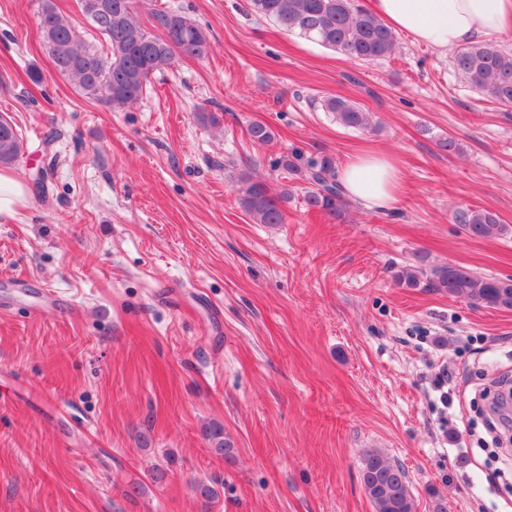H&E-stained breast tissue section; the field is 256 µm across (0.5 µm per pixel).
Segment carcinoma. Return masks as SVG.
I'll return each mask as SVG.
<instances>
[{"instance_id": "cac0c4a2", "label": "carcinoma", "mask_w": 512, "mask_h": 512, "mask_svg": "<svg viewBox=\"0 0 512 512\" xmlns=\"http://www.w3.org/2000/svg\"><path fill=\"white\" fill-rule=\"evenodd\" d=\"M112 8L90 23L103 39L106 50L87 42L75 23L57 10L54 0H39L38 29L42 48L55 71L88 99L112 111H120L143 97L152 77L171 67L178 57H201L209 50L206 32L188 15L171 10L152 13L147 30L135 18L134 0H110ZM258 16L277 24L287 33H296L349 59L372 63L395 54L398 36L359 0H249ZM453 67L474 89L485 94L504 110L512 109V51L493 41H480L458 48ZM321 108L350 129H375L373 116L355 102L326 96ZM250 140L267 144L273 129L262 122L248 128ZM23 138L15 124L0 116V165L17 161ZM277 165L309 185L305 197L308 208L330 220L341 218L349 208L337 179L336 158L320 152L309 156L298 149L280 157ZM239 202L256 224H282L285 213L281 201L268 182L243 176L239 180ZM455 223L471 237L493 239L508 233L506 225L488 210H458ZM407 288H424L439 294L465 299L473 305L512 311V277L479 276L463 266L402 268L394 274ZM204 438L211 450L236 463V448L224 435V427H205ZM361 481L374 512H414L409 475L399 463L383 452L371 450L363 458Z\"/></svg>"}]
</instances>
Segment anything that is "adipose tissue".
I'll return each mask as SVG.
<instances>
[{
  "label": "adipose tissue",
  "instance_id": "ef3b65f1",
  "mask_svg": "<svg viewBox=\"0 0 512 512\" xmlns=\"http://www.w3.org/2000/svg\"><path fill=\"white\" fill-rule=\"evenodd\" d=\"M373 8L392 31L438 51L512 33V0H374ZM338 178L348 198L365 208L390 210L398 202L402 173L391 154L355 155Z\"/></svg>",
  "mask_w": 512,
  "mask_h": 512
}]
</instances>
